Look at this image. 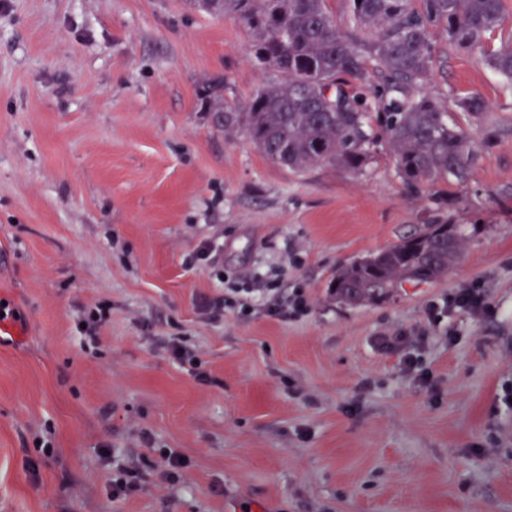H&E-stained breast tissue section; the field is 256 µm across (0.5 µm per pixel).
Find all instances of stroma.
Masks as SVG:
<instances>
[{"instance_id":"obj_1","label":"stroma","mask_w":512,"mask_h":512,"mask_svg":"<svg viewBox=\"0 0 512 512\" xmlns=\"http://www.w3.org/2000/svg\"><path fill=\"white\" fill-rule=\"evenodd\" d=\"M511 35L512 0L483 50L433 30L423 91L477 161L466 184L410 188L381 140L362 170L297 175L215 128L206 79L241 105L278 79L232 16L0 0V295L23 328L0 340V512H512V81L486 61ZM471 95L488 111L462 112ZM444 220L464 239L439 279L330 298L339 267ZM207 239L219 267L190 262ZM225 274L308 310L206 319ZM473 287L489 312L429 318Z\"/></svg>"}]
</instances>
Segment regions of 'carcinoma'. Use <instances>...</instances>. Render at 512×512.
I'll return each instance as SVG.
<instances>
[{
	"label": "carcinoma",
	"instance_id": "cac0c4a2",
	"mask_svg": "<svg viewBox=\"0 0 512 512\" xmlns=\"http://www.w3.org/2000/svg\"><path fill=\"white\" fill-rule=\"evenodd\" d=\"M357 26L376 29L359 48L336 25L327 0H194L215 16L231 15L251 36V51L279 73L278 81L254 94L245 108L224 97V80L198 92L200 111L216 127L240 131L267 157L303 174L321 165L362 169L377 121L409 187L452 177L467 182L476 151L464 131L422 87L431 74L430 30L442 26L448 47L483 49L484 36L502 25L503 0H346ZM491 67L512 80V34L487 56ZM381 81L391 95L388 111L372 117L341 80ZM458 107L479 115L482 98ZM463 234L448 222L425 224L389 248L340 267L331 284L336 301L349 306L375 303L404 282L431 281L459 257Z\"/></svg>",
	"mask_w": 512,
	"mask_h": 512
}]
</instances>
